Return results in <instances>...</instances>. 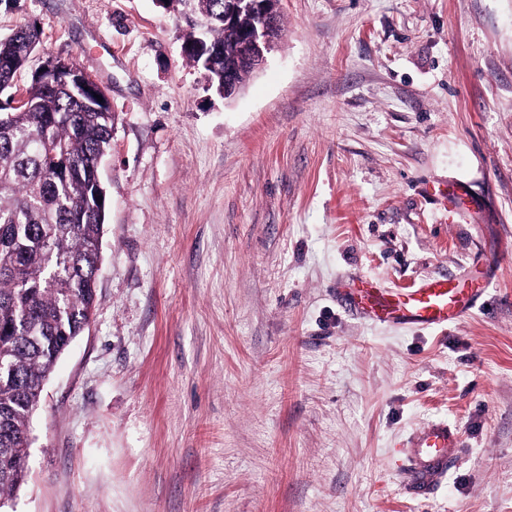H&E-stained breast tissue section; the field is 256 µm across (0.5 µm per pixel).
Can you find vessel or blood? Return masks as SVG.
I'll list each match as a JSON object with an SVG mask.
<instances>
[{
    "label": "vessel or blood",
    "instance_id": "obj_1",
    "mask_svg": "<svg viewBox=\"0 0 512 512\" xmlns=\"http://www.w3.org/2000/svg\"><path fill=\"white\" fill-rule=\"evenodd\" d=\"M493 275L491 264L476 274L428 277L412 288H386L369 280H356L343 290L347 307L374 323L443 328L463 320L485 297ZM462 446L459 430L439 420L412 433L401 453L408 466L409 490L428 497L447 477Z\"/></svg>",
    "mask_w": 512,
    "mask_h": 512
}]
</instances>
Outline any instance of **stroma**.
<instances>
[{"instance_id":"stroma-1","label":"stroma","mask_w":512,"mask_h":512,"mask_svg":"<svg viewBox=\"0 0 512 512\" xmlns=\"http://www.w3.org/2000/svg\"><path fill=\"white\" fill-rule=\"evenodd\" d=\"M224 99L157 0H0L115 114L95 311L30 421L0 512H512V0H281ZM458 184L449 213L428 187ZM495 265L434 329L336 289ZM462 448L412 497L399 451ZM462 447L459 429L447 421H432L412 433L401 448L409 475V490L428 497L448 476Z\"/></svg>"}]
</instances>
